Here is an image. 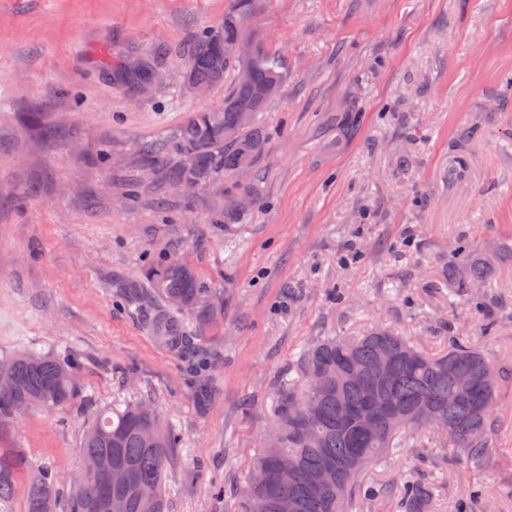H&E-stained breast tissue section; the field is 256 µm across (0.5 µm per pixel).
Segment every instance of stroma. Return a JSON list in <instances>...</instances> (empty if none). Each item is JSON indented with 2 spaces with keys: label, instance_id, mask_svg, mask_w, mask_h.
<instances>
[{
  "label": "stroma",
  "instance_id": "obj_1",
  "mask_svg": "<svg viewBox=\"0 0 512 512\" xmlns=\"http://www.w3.org/2000/svg\"><path fill=\"white\" fill-rule=\"evenodd\" d=\"M231 0H0V356L75 355L76 393L0 427V447L63 484L99 411L151 400L180 433L169 512H235L276 384L300 352L382 323L448 346L437 318L512 369V0H262L260 34L288 82L263 112L267 143L246 180L258 203L210 224L222 195L148 192L142 143L214 106L181 60ZM163 70L148 95L120 76ZM469 240L496 302L486 320L442 279ZM183 257L217 306L198 345L215 395L198 407L186 359L149 329L159 305L122 286ZM491 469L428 439L436 512H512V382L501 385Z\"/></svg>",
  "mask_w": 512,
  "mask_h": 512
}]
</instances>
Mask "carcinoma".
<instances>
[{
	"label": "carcinoma",
	"mask_w": 512,
	"mask_h": 512,
	"mask_svg": "<svg viewBox=\"0 0 512 512\" xmlns=\"http://www.w3.org/2000/svg\"><path fill=\"white\" fill-rule=\"evenodd\" d=\"M257 0H233L224 21L201 32L187 52L183 81L189 87L213 89L236 73L233 87L216 107L189 114L167 140L143 145L142 165L166 188L193 182L197 189L224 195V210L212 224L231 223L245 205L258 200L256 189L234 180L253 167L264 151L260 115L288 79L284 57L257 34ZM155 69L137 62L130 75L145 91ZM482 282L477 268L462 276L448 265V284L461 291ZM150 288L163 309L150 330L164 346L191 353L193 337L202 334L214 314L208 283L179 259L146 269L143 281L126 283ZM193 315V322L184 315ZM387 350L385 367L378 354ZM299 386L274 390L276 438L260 443L245 476L237 512H349L352 496L366 472L414 447L411 439L432 432L456 448L457 457L476 471L491 466L490 438L499 420L495 400L506 378L480 350L453 341L431 352L400 331L374 326L357 338L328 336L298 357ZM13 385L0 389V426L36 406L68 405L75 393L74 363L66 355H37L19 350L0 357V373ZM469 383L462 390L459 381ZM199 405L212 396L208 367L195 372ZM178 432L166 426L147 401L101 414L85 433L81 452L102 466L86 472L75 491L76 512H107L102 493L112 495V512H166L164 481ZM30 471L25 512H56L61 481L56 472L31 464L17 451L0 448V500L13 493L18 474ZM371 498L397 502L398 512H430L432 489L421 480L368 486Z\"/></svg>",
	"instance_id": "1"
}]
</instances>
